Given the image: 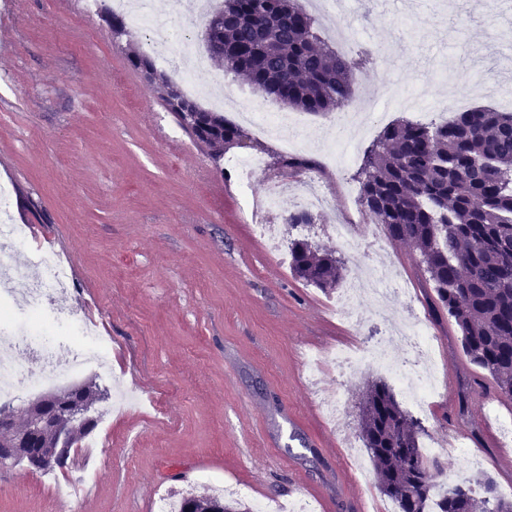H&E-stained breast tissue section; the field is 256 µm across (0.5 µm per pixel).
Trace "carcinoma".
I'll return each instance as SVG.
<instances>
[{"label":"carcinoma","instance_id":"obj_1","mask_svg":"<svg viewBox=\"0 0 512 512\" xmlns=\"http://www.w3.org/2000/svg\"><path fill=\"white\" fill-rule=\"evenodd\" d=\"M113 41L131 37L125 21L104 11ZM209 58L224 75H245L254 90L281 105L315 114L339 113L355 102L357 60L328 48L317 20L297 0H221L202 32ZM130 62L178 124L201 147L217 152L246 132L224 114L182 92L154 56ZM359 204L393 239L413 246L441 308L461 332L471 364L487 372L512 400V112L473 108L443 124L403 120L385 126L364 151L357 171ZM293 273L318 288L339 285L342 262L305 239L288 246ZM98 425L71 426L72 448ZM359 437L379 474V491L397 512H512L485 475L434 496L437 461L418 443L424 432L382 381L366 384L358 406ZM212 512H252L216 495L184 498Z\"/></svg>","mask_w":512,"mask_h":512}]
</instances>
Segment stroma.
I'll return each instance as SVG.
<instances>
[{
    "instance_id": "obj_1",
    "label": "stroma",
    "mask_w": 512,
    "mask_h": 512,
    "mask_svg": "<svg viewBox=\"0 0 512 512\" xmlns=\"http://www.w3.org/2000/svg\"><path fill=\"white\" fill-rule=\"evenodd\" d=\"M335 27L382 48L385 59L358 72L356 94L390 84L427 86L432 99L466 94L492 105L488 88L512 80V0H370L365 15ZM299 161L321 172L334 216L287 227L344 261L343 274L383 255L407 287L389 316L416 312L436 336L438 390L420 422L425 436L464 439L475 467L444 452L442 481L480 470L512 492L503 459L512 440L486 414L512 415L489 377L469 363L461 332L443 313L420 255L380 235L356 202L359 159L337 169L322 153L335 136L327 117L303 113ZM11 190L14 223L55 236L69 262L72 318L109 332L112 372H137L155 402L110 415L97 495L80 512H154L165 491L209 492L213 480L240 486V499L312 498L320 512H374L376 476L350 458L360 446L357 395L381 378L373 367L306 379L310 354L375 345L381 319L335 314L336 295L295 277L256 237L243 194L224 161H213L177 124L113 42L96 0H0V183ZM349 222L354 240L323 230ZM324 392L344 406L328 420ZM65 479L48 487L37 471L0 473V512H57Z\"/></svg>"
}]
</instances>
